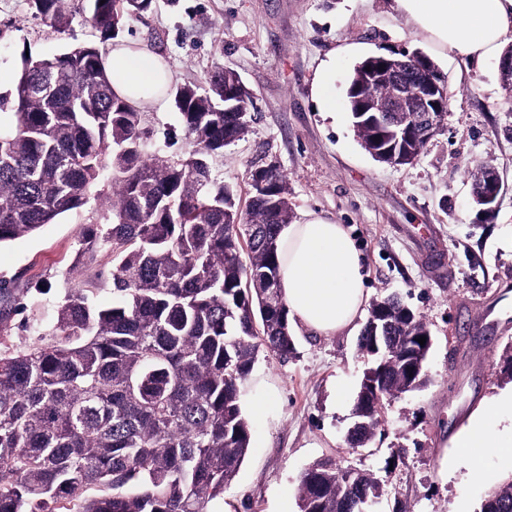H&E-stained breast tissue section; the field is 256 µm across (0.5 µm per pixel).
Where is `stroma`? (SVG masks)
Wrapping results in <instances>:
<instances>
[{
	"instance_id": "35a3bbf8",
	"label": "stroma",
	"mask_w": 512,
	"mask_h": 512,
	"mask_svg": "<svg viewBox=\"0 0 512 512\" xmlns=\"http://www.w3.org/2000/svg\"><path fill=\"white\" fill-rule=\"evenodd\" d=\"M83 6L70 0L71 22L57 31L29 0H0V94L12 89L24 53L97 43ZM119 37L163 58L176 87L204 84L219 68L237 72L252 95L247 131L212 157L214 177L244 202L252 171L277 165L293 220L314 211L344 225L365 257L371 299L399 294L433 336L428 384L386 402L375 439L360 451L346 442L365 369L358 331L326 337L297 325L294 355L260 351L250 376L271 389L245 395L251 450L209 512H298L301 474L328 456L373 473L384 490L374 512H477L484 493L512 475L486 452L483 477L473 480L453 446L485 399L512 389V86L497 61L434 50L388 0H152ZM398 50L431 58L450 92L439 131L409 165L375 161L346 104L355 63ZM330 60L336 109L324 112L313 81ZM142 121L147 153L192 152L172 95L143 109ZM479 166L503 184L490 222L477 220L471 202L469 173ZM100 219L89 205L0 245V280L27 291L6 346L31 342L30 325L54 320L66 281L86 278L73 260L84 226ZM266 400L273 410L255 415Z\"/></svg>"
}]
</instances>
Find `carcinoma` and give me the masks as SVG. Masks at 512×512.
<instances>
[{"instance_id":"cac0c4a2","label":"carcinoma","mask_w":512,"mask_h":512,"mask_svg":"<svg viewBox=\"0 0 512 512\" xmlns=\"http://www.w3.org/2000/svg\"><path fill=\"white\" fill-rule=\"evenodd\" d=\"M85 2L104 43L151 4ZM29 4L48 26L69 24L68 0ZM369 64L354 67L347 88L361 146L418 157L419 135L409 140L357 112ZM436 70L413 52L405 77L415 90ZM250 99L222 69L204 87H177L174 105L198 149L149 156L141 113L113 92L99 47L23 57L0 96L11 110L0 123V244L84 208L95 186L105 222L85 227L75 260L92 274L67 287L54 322L24 346L0 349V512H208L236 478L251 448L241 385L260 348L281 358L295 351L278 260L288 182L274 165L256 169L243 208L208 164L247 128L224 106ZM101 251L112 267L95 271ZM107 287L112 303L96 305ZM21 309L0 281V325ZM374 323L397 351L371 341ZM430 340L423 316L401 299L373 302L358 343L371 372L353 405L371 411L360 443L376 435L380 396L426 384ZM382 494L369 471L328 457L303 472L299 512H368ZM478 512H512V479L488 491Z\"/></svg>"}]
</instances>
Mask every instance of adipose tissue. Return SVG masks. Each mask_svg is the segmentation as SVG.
Returning <instances> with one entry per match:
<instances>
[{
	"mask_svg": "<svg viewBox=\"0 0 512 512\" xmlns=\"http://www.w3.org/2000/svg\"><path fill=\"white\" fill-rule=\"evenodd\" d=\"M441 52L466 62L498 57L512 40V0H390ZM118 97L136 107L163 98L172 75L159 56L115 41L105 59ZM280 288L289 316L324 336L352 329L366 311L364 258L348 231L313 211L283 225ZM459 448H481L512 465V393L481 407L455 438Z\"/></svg>",
	"mask_w": 512,
	"mask_h": 512,
	"instance_id": "1",
	"label": "adipose tissue"
}]
</instances>
